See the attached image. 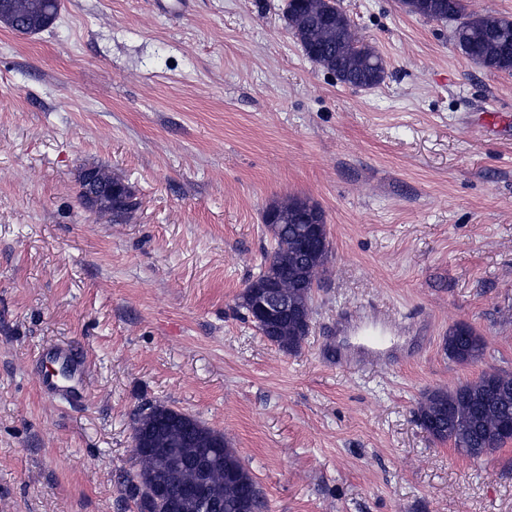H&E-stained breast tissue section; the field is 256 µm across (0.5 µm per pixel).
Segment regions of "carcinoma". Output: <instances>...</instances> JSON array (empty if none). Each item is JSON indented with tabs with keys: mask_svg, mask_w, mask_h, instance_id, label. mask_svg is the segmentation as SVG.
I'll return each mask as SVG.
<instances>
[{
	"mask_svg": "<svg viewBox=\"0 0 512 512\" xmlns=\"http://www.w3.org/2000/svg\"><path fill=\"white\" fill-rule=\"evenodd\" d=\"M38 11L22 20L39 32L49 27L59 11V0H34ZM412 14L454 23L452 40L467 58L483 67L512 72V19L488 11L469 10L468 0H419ZM287 26L306 55L346 85L373 88L385 76L381 55L364 44L347 17L328 0H293L288 5ZM112 183L120 192L112 202H101L97 211L112 213V223L125 224L138 208L131 184L118 176ZM299 205L288 223L270 221V215L287 209L272 205L264 224L274 241L264 256L258 276L240 295L239 307L251 315V301L259 286L273 277L281 280L288 301L304 310L303 317L290 318L278 327L258 322L256 327L279 350L298 352L308 335L312 315V291L326 269L331 249L303 251L299 238L303 224L325 223L322 209L307 199L293 198ZM444 350L461 364L482 360L486 340L471 326L461 324L448 331ZM416 419L429 436L450 442L471 459L479 460L512 440V373L486 370L474 381L452 389H434L418 402ZM214 430L194 417L160 404L140 406L132 427V440L141 444L134 452L137 466L126 486L127 497L137 512H169L172 501L182 499L188 488L202 483L208 489L206 503L193 504L187 512H264L261 490L237 452L226 441L214 442Z\"/></svg>",
	"mask_w": 512,
	"mask_h": 512,
	"instance_id": "1",
	"label": "carcinoma"
}]
</instances>
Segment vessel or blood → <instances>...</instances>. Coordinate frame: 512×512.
Wrapping results in <instances>:
<instances>
[{
  "label": "vessel or blood",
  "mask_w": 512,
  "mask_h": 512,
  "mask_svg": "<svg viewBox=\"0 0 512 512\" xmlns=\"http://www.w3.org/2000/svg\"><path fill=\"white\" fill-rule=\"evenodd\" d=\"M381 316L362 330V342L349 352L348 360L376 366L392 357ZM43 394L53 400L73 402L82 395L87 380V360L74 347L56 344L43 348L33 363Z\"/></svg>",
  "instance_id": "1"
}]
</instances>
